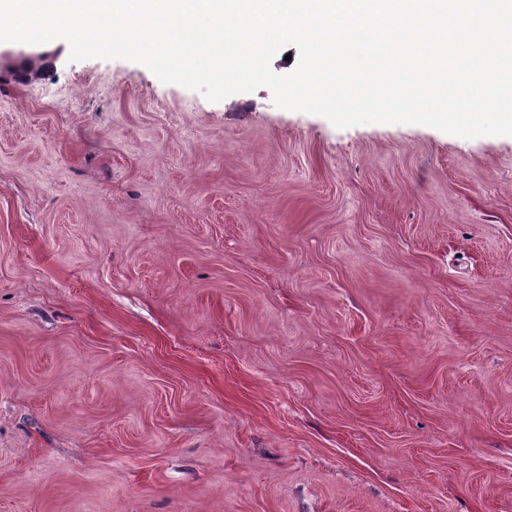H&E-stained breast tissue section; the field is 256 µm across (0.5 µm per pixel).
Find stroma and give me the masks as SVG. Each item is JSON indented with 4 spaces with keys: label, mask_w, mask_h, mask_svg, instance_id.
Listing matches in <instances>:
<instances>
[{
    "label": "stroma",
    "mask_w": 512,
    "mask_h": 512,
    "mask_svg": "<svg viewBox=\"0 0 512 512\" xmlns=\"http://www.w3.org/2000/svg\"><path fill=\"white\" fill-rule=\"evenodd\" d=\"M68 56L0 43V512H512V136Z\"/></svg>",
    "instance_id": "1"
}]
</instances>
